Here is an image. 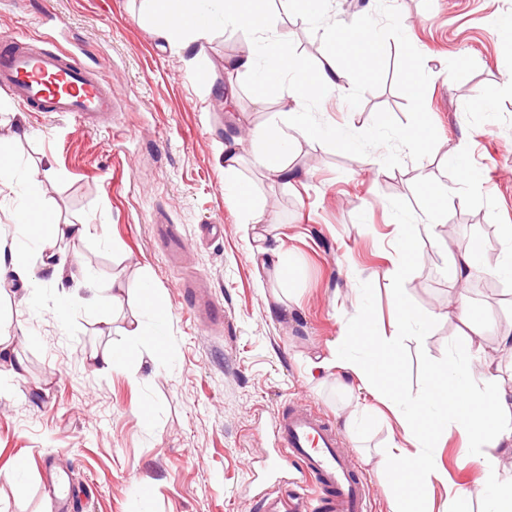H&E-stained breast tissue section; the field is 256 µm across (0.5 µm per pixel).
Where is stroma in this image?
Masks as SVG:
<instances>
[{"instance_id": "35a3bbf8", "label": "stroma", "mask_w": 512, "mask_h": 512, "mask_svg": "<svg viewBox=\"0 0 512 512\" xmlns=\"http://www.w3.org/2000/svg\"><path fill=\"white\" fill-rule=\"evenodd\" d=\"M272 9L310 66L338 21L376 28L384 51L381 68L355 74L353 95L331 93L312 107L314 123L335 134L295 146L289 181L246 161L229 178L270 214L265 245L289 260L285 276L255 259L247 218L225 188V142L272 124L283 90L225 70L249 50L247 29L216 22L189 52L144 21L142 0H0V34L52 36L111 84L120 107L111 126H81L39 116L0 88V150L32 175L52 170L43 195L59 223L99 230L51 248L30 244L29 274L0 280V326L13 336L12 360L23 364L12 378L9 362L0 363V512H57L52 471L74 491L69 512H263L261 493L279 471L289 484L301 479L270 442L275 421L300 400L344 437L371 486V512H391L382 489L390 466L380 452L400 439L392 411L340 370L311 362L330 356L362 314L376 333L390 332L387 272L403 221L413 224L423 257L400 283L419 318L398 334L404 398L421 397L427 369L453 355L461 325L448 308L458 290L451 255L479 239L496 261L508 248L501 230L512 225V40L493 22L512 18V0H326L310 20L291 0H274ZM404 23L412 27L408 49L399 44ZM409 67L415 95L403 80ZM227 86L236 92L229 107L217 96ZM420 119L431 139L416 151L402 132ZM427 177L450 190L429 233L421 225ZM160 224L181 229L186 246L176 257L156 234ZM204 224L214 227L205 239ZM58 256L73 273L94 272L99 287L122 283L111 334L79 313L57 321ZM187 283L222 307L223 325L196 324ZM146 287L165 308L153 328L170 365L157 370L145 359L98 370L93 357L106 346L148 350L126 333L146 318ZM465 290L483 323V353L511 392L512 349L499 339L512 330V279L487 288L472 280ZM428 453L448 482L431 490L427 508L448 512L449 488L479 485L482 472L461 467L457 439Z\"/></svg>"}]
</instances>
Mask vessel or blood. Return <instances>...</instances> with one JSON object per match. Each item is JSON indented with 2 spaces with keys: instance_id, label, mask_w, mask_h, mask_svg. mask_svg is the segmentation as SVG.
Returning <instances> with one entry per match:
<instances>
[{
  "instance_id": "vessel-or-blood-1",
  "label": "vessel or blood",
  "mask_w": 512,
  "mask_h": 512,
  "mask_svg": "<svg viewBox=\"0 0 512 512\" xmlns=\"http://www.w3.org/2000/svg\"><path fill=\"white\" fill-rule=\"evenodd\" d=\"M0 88L45 114L79 123L111 119L110 88L61 51L31 48L20 36L0 37ZM194 315L210 323L219 310L201 292L191 295ZM279 453L301 466L300 496L307 512H370V486L354 469L341 436L319 412L297 402L278 424Z\"/></svg>"
}]
</instances>
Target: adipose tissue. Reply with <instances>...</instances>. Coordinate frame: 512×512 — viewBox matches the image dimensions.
Listing matches in <instances>:
<instances>
[{
	"label": "adipose tissue",
	"instance_id": "adipose-tissue-1",
	"mask_svg": "<svg viewBox=\"0 0 512 512\" xmlns=\"http://www.w3.org/2000/svg\"><path fill=\"white\" fill-rule=\"evenodd\" d=\"M224 20L234 26H244L255 37V49L231 61L232 72H257L258 82L287 79L283 104L288 111L282 124L258 130L251 142L249 155H241L239 147H225L224 170L236 171L242 159L267 177L288 179L292 168L288 160L290 148L299 140L317 135L314 123L299 112L302 101H320L324 94L353 93L350 74L365 69L367 62H380L379 34L367 28V39L358 42L346 24L333 25L327 33L331 55L318 69H310L306 60L290 49L285 34L267 39L272 31L270 0H223ZM146 16L156 21L161 36L170 43L189 49L195 43L207 40L209 33L202 27L188 28L189 10L183 0H143ZM44 171L42 178H30L29 187L18 210L24 214V223L16 225L19 240L38 241L47 245L64 239H81L90 231L89 224H61L54 221L47 209L41 191L43 179L51 178ZM455 277L467 282L475 271L488 274L512 273V248L497 259L487 262L484 251L471 244L459 246L454 261ZM81 296L62 297L56 305L59 320H67L72 312L93 318L98 324L110 326L111 310L123 292L121 283L112 287H98L94 275L83 274L77 283ZM453 306L459 321L470 329L462 353L447 366L433 367L428 372L429 390L423 400L406 402L399 388V358L393 335L385 336L361 329L341 337L339 346H362L367 356L363 359H345L333 355L321 361V368L336 365L360 381L369 392L388 404L401 428V440L383 452L384 459H395L401 465L414 467V484L406 486L398 477L387 482L393 512H424V491L444 482L445 475L425 451L428 441L452 434L466 446L464 464L476 465L483 473V481L475 489H459L448 495V512H465L472 497L483 498L484 512H512V469L502 467L498 450H512V400L498 385L491 363L481 356V345L475 335L480 331V320L469 304L465 292H458Z\"/></svg>",
	"mask_w": 512,
	"mask_h": 512
}]
</instances>
